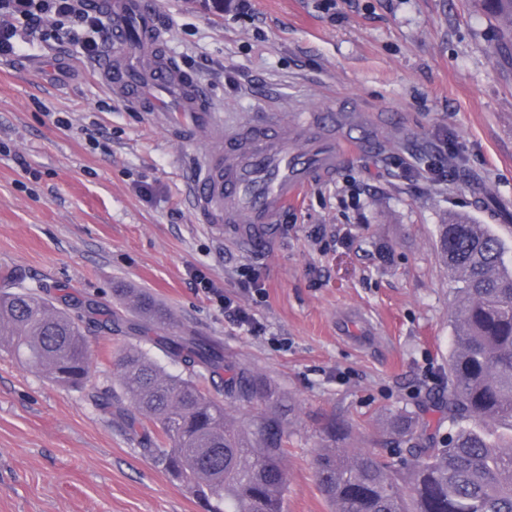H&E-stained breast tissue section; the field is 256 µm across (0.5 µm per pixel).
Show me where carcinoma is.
Returning a JSON list of instances; mask_svg holds the SVG:
<instances>
[{"instance_id":"obj_1","label":"carcinoma","mask_w":512,"mask_h":512,"mask_svg":"<svg viewBox=\"0 0 512 512\" xmlns=\"http://www.w3.org/2000/svg\"><path fill=\"white\" fill-rule=\"evenodd\" d=\"M481 2L502 33L499 51L512 52V0ZM438 250L459 295L448 389L428 394L448 433L420 413H396L383 437L392 452L382 456L336 447L348 431L326 422L312 464L333 512H512V259L492 225L462 216L438 225ZM124 296L149 323L165 316L140 292ZM85 320L110 334L128 329L92 306L73 316L33 289L0 292V347L63 386L81 388L90 377ZM163 341L175 359L221 383L211 391L125 349L118 367L129 431L207 512H283L289 437L279 391L187 330ZM254 402L264 405L260 414L230 418V408Z\"/></svg>"}]
</instances>
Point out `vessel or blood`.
I'll list each match as a JSON object with an SVG mask.
<instances>
[{"label":"vessel or blood","instance_id":"b4317fda","mask_svg":"<svg viewBox=\"0 0 512 512\" xmlns=\"http://www.w3.org/2000/svg\"><path fill=\"white\" fill-rule=\"evenodd\" d=\"M93 7L110 19L120 51L101 66L114 94L200 144L191 193L208 223L260 231L315 177L335 170L342 153L332 134L311 129L301 112L225 134L199 82L164 52L166 29L154 0H93Z\"/></svg>","mask_w":512,"mask_h":512}]
</instances>
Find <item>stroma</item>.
I'll return each instance as SVG.
<instances>
[{"label": "stroma", "mask_w": 512, "mask_h": 512, "mask_svg": "<svg viewBox=\"0 0 512 512\" xmlns=\"http://www.w3.org/2000/svg\"><path fill=\"white\" fill-rule=\"evenodd\" d=\"M168 48L201 82L224 128L302 107L346 155L271 228L203 224L189 190L198 144L129 109L97 62L65 39L21 36L0 57V289L63 285L136 320L115 294L143 291L274 385L289 410L284 512H332L312 458L322 424L380 449L392 413L417 412L448 371L454 283L438 249L449 213L483 224L512 208V56L475 0H156ZM454 162L455 180L429 174ZM254 269L264 297L245 291ZM203 271L253 314L249 333ZM85 389L54 383L0 348V512H204L127 429L120 350L166 372L183 363L133 333L84 330ZM194 283L196 288H202L207 292H212L213 294H216L220 298L221 302L223 301L222 299H224V310L234 308V315L237 317L238 321H240L241 323L248 324L254 323L253 319L245 311L238 308L237 306H234L233 303L228 299L225 300V297L222 298V295L218 293V290L215 287L213 281L210 278H208L205 274L201 272L196 273L194 275Z\"/></svg>", "instance_id": "1"}]
</instances>
